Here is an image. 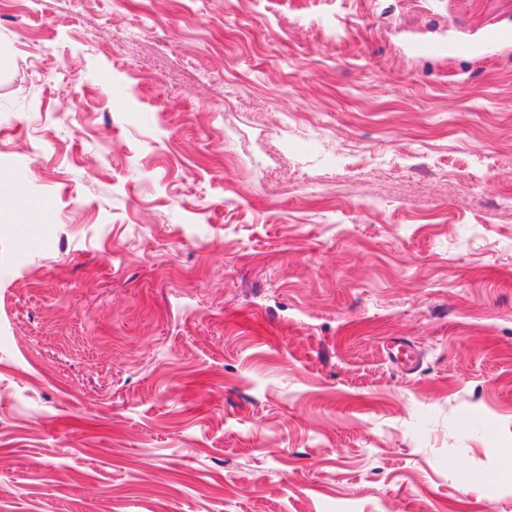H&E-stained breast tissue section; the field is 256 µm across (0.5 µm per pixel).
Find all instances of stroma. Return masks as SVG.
<instances>
[{
    "mask_svg": "<svg viewBox=\"0 0 512 512\" xmlns=\"http://www.w3.org/2000/svg\"><path fill=\"white\" fill-rule=\"evenodd\" d=\"M493 28L512 0L1 7L0 512H512ZM389 357L403 371H413L417 367V357L401 341H392L387 347Z\"/></svg>",
    "mask_w": 512,
    "mask_h": 512,
    "instance_id": "stroma-1",
    "label": "stroma"
}]
</instances>
